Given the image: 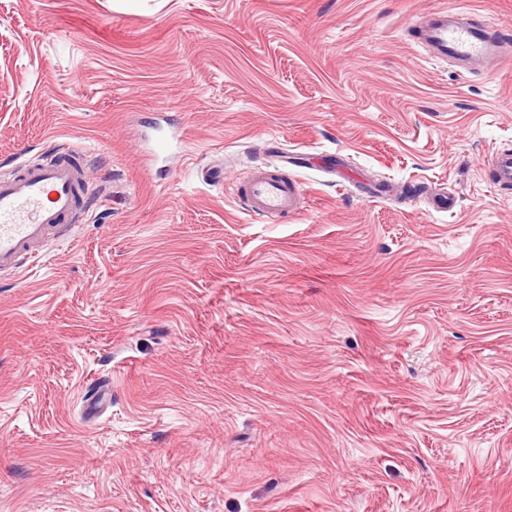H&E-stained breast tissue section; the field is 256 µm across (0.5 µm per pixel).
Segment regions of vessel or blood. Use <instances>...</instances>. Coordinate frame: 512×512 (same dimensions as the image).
<instances>
[{
  "mask_svg": "<svg viewBox=\"0 0 512 512\" xmlns=\"http://www.w3.org/2000/svg\"><path fill=\"white\" fill-rule=\"evenodd\" d=\"M456 15V9L444 8L413 23V41L465 69L512 58L511 41L497 31L457 20ZM82 155L81 148H69L57 160L18 163L0 172V271L17 270L21 257L38 258L55 229L75 218L89 184ZM489 166L497 184L512 186L511 151L492 155ZM237 194L250 212L271 222L302 210L298 181L267 168L253 171L238 185Z\"/></svg>",
  "mask_w": 512,
  "mask_h": 512,
  "instance_id": "b4317fda",
  "label": "vessel or blood"
}]
</instances>
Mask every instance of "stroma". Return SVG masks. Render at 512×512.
Masks as SVG:
<instances>
[{
  "mask_svg": "<svg viewBox=\"0 0 512 512\" xmlns=\"http://www.w3.org/2000/svg\"><path fill=\"white\" fill-rule=\"evenodd\" d=\"M457 2L0 0V166L95 194L0 272V512H512V62L405 36ZM488 165L492 169L493 178L497 184L503 187L512 186L511 151H502L492 155ZM237 195L246 200L250 212L271 222L302 210L299 182L268 168L253 171L237 186Z\"/></svg>",
  "mask_w": 512,
  "mask_h": 512,
  "instance_id": "stroma-1",
  "label": "stroma"
}]
</instances>
